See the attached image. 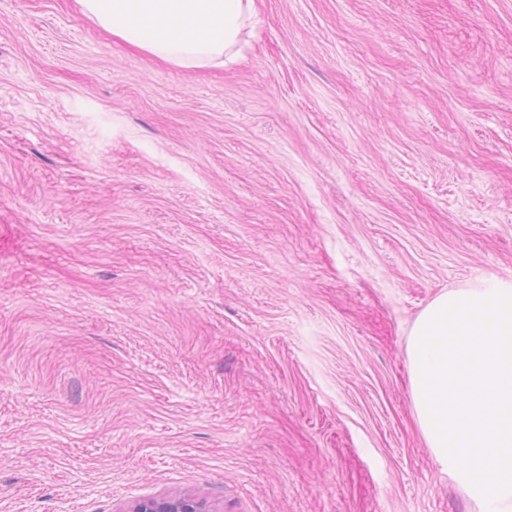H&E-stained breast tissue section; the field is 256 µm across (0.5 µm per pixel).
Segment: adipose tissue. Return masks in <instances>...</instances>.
<instances>
[{"label":"adipose tissue","instance_id":"1","mask_svg":"<svg viewBox=\"0 0 512 512\" xmlns=\"http://www.w3.org/2000/svg\"><path fill=\"white\" fill-rule=\"evenodd\" d=\"M103 30L158 60L223 67L254 12V0H77Z\"/></svg>","mask_w":512,"mask_h":512}]
</instances>
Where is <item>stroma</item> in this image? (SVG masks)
Here are the masks:
<instances>
[{"instance_id": "stroma-1", "label": "stroma", "mask_w": 512, "mask_h": 512, "mask_svg": "<svg viewBox=\"0 0 512 512\" xmlns=\"http://www.w3.org/2000/svg\"><path fill=\"white\" fill-rule=\"evenodd\" d=\"M512 284V0H256L182 68L0 0V512H478L408 337ZM130 512H206L205 505L191 497H150L138 500Z\"/></svg>"}]
</instances>
